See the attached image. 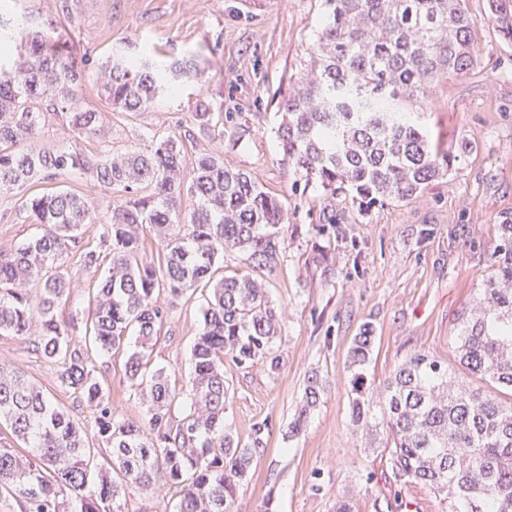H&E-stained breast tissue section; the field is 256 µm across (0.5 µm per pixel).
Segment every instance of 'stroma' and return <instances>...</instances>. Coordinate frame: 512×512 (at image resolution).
Masks as SVG:
<instances>
[{
    "instance_id": "stroma-1",
    "label": "stroma",
    "mask_w": 512,
    "mask_h": 512,
    "mask_svg": "<svg viewBox=\"0 0 512 512\" xmlns=\"http://www.w3.org/2000/svg\"><path fill=\"white\" fill-rule=\"evenodd\" d=\"M10 12L50 31L48 49L90 57L82 86L88 108L102 112L113 148L136 133L168 132L189 124L198 100L231 114L224 126V166L251 173L288 210L294 232L271 270L268 295L284 313L277 343V375L264 364L242 368L224 362L233 395L224 421L248 441L254 423L269 420L266 445L252 465L251 481L238 491L239 512H333L340 499L353 512H441L427 488L395 480L389 452L369 448L348 413L347 363L354 336L375 329L368 367L372 384L383 382L411 353L451 363L460 310L478 297L490 273L501 224L512 219V45L491 21L487 0H468L478 34L477 63L465 75L438 83L421 100V121L455 157L449 175L431 180L407 201L369 205L347 190L330 194L313 184L297 190L276 149L278 100L316 37L323 0H9ZM124 49L161 59L195 58L202 82L162 91L149 110L110 108L97 70ZM80 145L66 122L47 119L30 146ZM24 186L0 193V251L28 243L39 228L21 202ZM70 281L56 310L72 344L84 342L83 313L90 281L76 261L63 267ZM205 300L187 292L171 308L151 355L177 392L191 389L190 348ZM96 375L112 405L130 418L145 408L130 388L122 356L95 358ZM17 367L93 431L95 418L58 380L57 367L33 339L0 336V365ZM324 386L300 433L291 424L307 380Z\"/></svg>"
}]
</instances>
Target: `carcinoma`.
Returning <instances> with one entry per match:
<instances>
[{"mask_svg": "<svg viewBox=\"0 0 512 512\" xmlns=\"http://www.w3.org/2000/svg\"><path fill=\"white\" fill-rule=\"evenodd\" d=\"M466 2L324 0L321 29L278 104L277 149L293 185L318 184L333 195L350 189L369 204L405 201L451 170V157L408 108L441 79L474 68L477 34ZM487 9L512 44V0H487ZM28 23L9 28L0 19V59L27 32L25 50L0 67V188L74 175L123 198L86 245L79 231L94 223L87 198L57 187L26 199L41 234L0 252V335L34 337L57 363L61 385L96 414L97 447L109 449L110 459L95 464L82 423L22 371L1 365L0 424L27 455L0 448V489L24 512H124L128 483L171 493L173 512H236L237 489L271 423L253 424L244 444L224 427L231 398L224 358L279 370L281 318L262 273L288 246L287 213L250 174L224 168L214 148L197 153L190 183L182 179L185 142L224 140V113L205 102L193 127L153 135L143 148L107 144L95 157L73 146L29 149L47 114L65 118L80 139H105V126L102 113L80 102L86 64L47 52L44 32ZM203 76L191 58L164 64L121 54L102 73L103 91L113 108L142 112L161 89ZM185 196L196 201L186 216ZM148 232L159 245L150 259ZM228 250L245 256L247 271L218 278ZM71 254L93 284L85 337L101 356L125 351L124 374L147 406L141 420L112 408L88 353L71 345L57 319L68 282L54 263ZM492 267L454 338L459 365L480 384L416 352L373 390L366 365L374 329L364 326L351 348L352 425L371 444L385 438L394 476L440 495L441 512H512V222L501 225ZM193 286L209 296L191 348L189 412L175 423L169 408L179 394L149 360L171 305ZM322 392L311 377L293 431L302 430Z\"/></svg>", "mask_w": 512, "mask_h": 512, "instance_id": "obj_1", "label": "carcinoma"}]
</instances>
